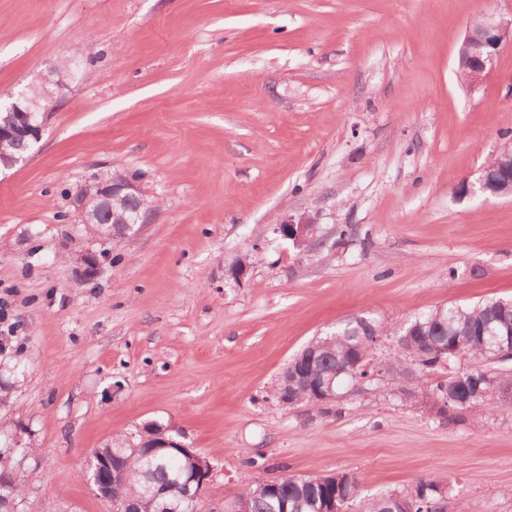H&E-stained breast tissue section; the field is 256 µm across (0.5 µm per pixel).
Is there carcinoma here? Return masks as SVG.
<instances>
[{"label": "carcinoma", "mask_w": 512, "mask_h": 512, "mask_svg": "<svg viewBox=\"0 0 512 512\" xmlns=\"http://www.w3.org/2000/svg\"><path fill=\"white\" fill-rule=\"evenodd\" d=\"M420 324L423 330L411 336L398 350L386 354L381 364L391 367L393 373L402 371L410 362H415L419 374H433L436 379L420 385V380L404 383L401 380L381 383L376 379L365 382L367 386H384L403 395L409 392L414 397L437 406L448 395V377L437 375V369L447 368L455 376L454 389L464 403L459 413L449 417L450 421L463 419V413L492 407L502 414L512 416V369L505 364L491 366L483 361L491 355L497 337L487 336L481 342L468 337L473 328H488L500 332L512 326V301L491 299L470 306L438 307L418 315L406 324ZM388 335V325L383 320L361 318L360 322L346 323L336 329L332 336L315 341L317 347L316 366L324 372L336 368L340 362L350 363L359 354L371 359L376 354L380 339ZM443 344L448 352L442 359L426 354L428 343ZM166 424L150 421L144 424L134 438L141 446L136 454L126 440L113 444L116 465L125 470L122 481L112 487V496L121 499L137 497L149 487L169 488L177 495L176 476L185 461L172 449L159 451L164 460L148 462L141 454L155 447L157 438L169 436L163 431ZM346 487V475L336 473L315 477H288L281 486L280 496L288 499L289 512H321L322 505L333 493ZM402 497L408 512H424V501L420 497V485L407 492L384 493L370 499L365 512H392L396 508L394 498ZM235 512H279L278 499L256 494L249 486L239 491L232 500Z\"/></svg>", "instance_id": "cac0c4a2"}]
</instances>
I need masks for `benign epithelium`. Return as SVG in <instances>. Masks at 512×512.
<instances>
[{
	"label": "benign epithelium",
	"mask_w": 512,
	"mask_h": 512,
	"mask_svg": "<svg viewBox=\"0 0 512 512\" xmlns=\"http://www.w3.org/2000/svg\"><path fill=\"white\" fill-rule=\"evenodd\" d=\"M512 45V17L505 18L495 15H484L474 21L459 47L460 69L465 72V85L475 90L486 81L493 63L505 46ZM77 79V71L67 72L52 67L40 77V81L56 87L55 92L44 91L43 103L32 105L28 99V90L22 88L11 92L7 97L0 96V144L13 142L18 139L26 140L29 146H35L42 139L49 112L59 100L58 93ZM502 167L496 179L489 178L488 170L480 172L476 182L466 185L468 193L480 192L495 197H512V149L498 154ZM137 197L141 200L151 197L141 182L131 175L117 171L110 174L93 173L84 178L70 198V216L75 224L88 227V235L76 251L81 276L91 278L96 276L107 260V241L121 242L135 236L146 224L151 214L146 213L135 219L118 210L112 211V225L102 228L92 227L94 216L88 210L92 200L114 202L122 197ZM276 232L283 238L293 241L300 246L310 240L316 232V225L307 220L294 223L285 220L277 225ZM250 271L247 258L235 262L226 270L228 278L236 283L242 282ZM354 366L345 364L332 373L322 376L315 386V392L310 400L326 403L336 400V377L351 372ZM312 375L296 369L289 364L281 373L277 389L280 390L281 404L293 407L300 404L298 394L310 385ZM164 447L175 448L184 454L190 463L187 477L184 481L183 497L194 503L203 501L204 493L213 474L211 463L190 448L184 442V434L177 432L174 437L163 438ZM111 469L109 457L103 449H93L87 457V470L92 472L94 492L98 498L112 505V512H152V505H147L139 498L118 500L112 497V484L122 477L119 470L112 469V482H105L99 475Z\"/></svg>",
	"instance_id": "benign-epithelium-1"
}]
</instances>
